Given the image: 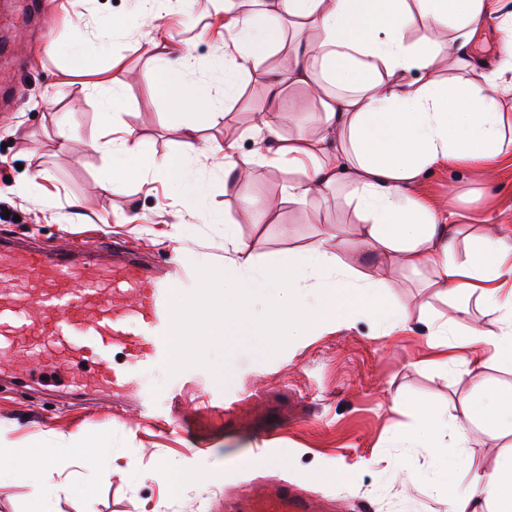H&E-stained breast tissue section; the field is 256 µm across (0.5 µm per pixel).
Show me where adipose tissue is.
<instances>
[{"instance_id": "adipose-tissue-1", "label": "adipose tissue", "mask_w": 512, "mask_h": 512, "mask_svg": "<svg viewBox=\"0 0 512 512\" xmlns=\"http://www.w3.org/2000/svg\"><path fill=\"white\" fill-rule=\"evenodd\" d=\"M495 14L508 38L482 92L471 80L480 65L467 47ZM228 16L234 51L224 62L225 99L245 75L269 95L287 83L323 92L321 133L257 148L254 163L287 173L284 192L299 206L341 189L359 222L347 234L316 236L277 274L243 277L234 259L224 265L223 282L204 277L175 326L174 360L232 327L267 346L313 327H343L368 301L378 305L384 334L404 329L407 308L383 303L379 294L391 285L384 275L390 268L422 276V288L438 289L448 303L452 316L425 323L430 347L441 370L465 367L475 390L462 404V421L421 406L419 425L448 435L455 448L469 442L474 420L511 436L512 386L489 384L485 368L512 374V243L490 228L465 233L409 189L435 165L487 163L506 151L497 95L512 90V12L503 0H266L263 11ZM292 40L304 54L287 74L261 69L271 49ZM311 58L319 74L309 70ZM439 60L446 75L434 67ZM154 90L200 112L217 108L206 92L179 86L166 57ZM348 254L362 257V265L346 263ZM440 466L465 469L468 479L464 491H449L448 512H512V457L491 472L463 468L458 458Z\"/></svg>"}]
</instances>
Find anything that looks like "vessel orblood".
<instances>
[{
	"label": "vessel or blood",
	"mask_w": 512,
	"mask_h": 512,
	"mask_svg": "<svg viewBox=\"0 0 512 512\" xmlns=\"http://www.w3.org/2000/svg\"><path fill=\"white\" fill-rule=\"evenodd\" d=\"M111 257L91 276L72 253L1 241L0 360L26 362L33 340H44L62 358L93 365L89 378L74 382L78 391L123 390L139 365L171 361L178 313L168 297L188 285L184 268L153 272L133 254L115 251ZM118 347L127 361L116 369L112 352ZM233 512H336V503L278 481L242 495Z\"/></svg>",
	"instance_id": "vessel-or-blood-1"
}]
</instances>
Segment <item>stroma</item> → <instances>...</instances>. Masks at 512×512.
<instances>
[{"label": "stroma", "instance_id": "1", "mask_svg": "<svg viewBox=\"0 0 512 512\" xmlns=\"http://www.w3.org/2000/svg\"><path fill=\"white\" fill-rule=\"evenodd\" d=\"M0 0V236L38 246L142 250L146 263L170 258L224 277V225L236 226L254 270L273 273L317 232L356 223L351 208L313 200L282 201L286 175L250 165L266 131L250 107L234 105L220 121L159 96L157 59L191 57L181 69L186 90L224 100V0ZM155 15L143 25L142 13ZM117 75L120 100L104 111L100 80ZM305 86L283 88L266 102L283 138L317 132L319 112ZM193 123L199 152L186 154L184 123ZM95 132L99 146L60 142V126ZM128 128L147 156L186 154L188 175L201 184L200 211L190 212L167 177L145 170L112 187L114 130ZM232 143L250 168L246 186L228 184L209 146ZM26 193H18L19 185ZM420 203L445 207L459 224L512 227V150L496 164H439L413 185ZM280 199L274 219L257 221L255 207ZM423 333L380 336L360 311L350 326L314 329L269 347L243 333L226 346L199 348L175 365H145L137 387L88 405L58 374L51 395L22 396L0 377V512H224L226 490L248 482L288 481L341 504L343 512H447L444 475L431 449L397 443L393 432L416 426V407L457 416L472 386L463 368L430 363ZM236 357L224 377L225 353ZM154 400L150 420L138 415L137 392ZM399 404H392V395ZM191 415L187 432L172 426ZM459 455L493 471L512 436L473 422ZM84 448L90 465L76 468L69 450ZM49 451L48 472L66 477L68 491L33 502L31 486L46 472L28 470L20 453ZM110 473L109 482L98 480Z\"/></svg>", "mask_w": 512, "mask_h": 512}]
</instances>
